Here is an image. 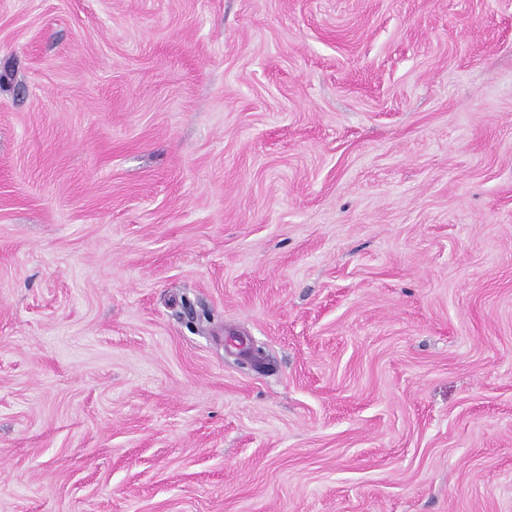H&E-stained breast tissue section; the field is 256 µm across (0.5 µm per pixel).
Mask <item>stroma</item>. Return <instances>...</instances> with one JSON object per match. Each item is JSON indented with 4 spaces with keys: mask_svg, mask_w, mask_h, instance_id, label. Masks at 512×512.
Instances as JSON below:
<instances>
[{
    "mask_svg": "<svg viewBox=\"0 0 512 512\" xmlns=\"http://www.w3.org/2000/svg\"><path fill=\"white\" fill-rule=\"evenodd\" d=\"M0 512H512V0H0Z\"/></svg>",
    "mask_w": 512,
    "mask_h": 512,
    "instance_id": "obj_1",
    "label": "stroma"
}]
</instances>
